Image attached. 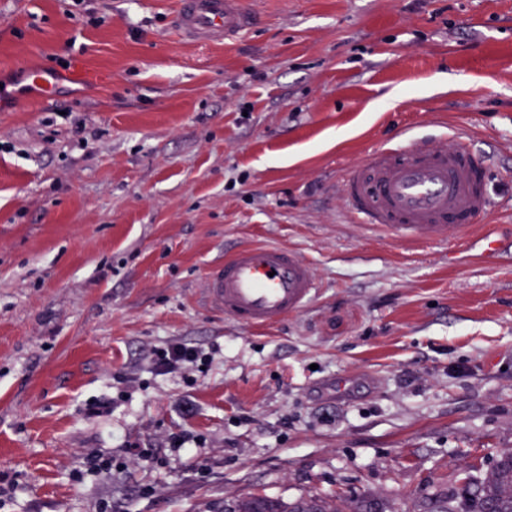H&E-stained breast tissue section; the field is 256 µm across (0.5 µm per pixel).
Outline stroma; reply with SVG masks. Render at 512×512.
<instances>
[{
	"instance_id": "obj_1",
	"label": "stroma",
	"mask_w": 512,
	"mask_h": 512,
	"mask_svg": "<svg viewBox=\"0 0 512 512\" xmlns=\"http://www.w3.org/2000/svg\"><path fill=\"white\" fill-rule=\"evenodd\" d=\"M245 3L258 23L217 45L179 36L177 0H0L12 512L253 494L425 512L512 451V0ZM33 68L55 91L15 106ZM404 129L465 132L483 157L493 205L461 242L408 246L349 215L344 176ZM248 244L295 251L317 282L264 330L201 298ZM174 341L204 371L155 374ZM94 401L110 412L87 417ZM182 434L199 447H172ZM94 451L111 475L75 483Z\"/></svg>"
}]
</instances>
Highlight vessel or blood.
<instances>
[{
	"instance_id": "b4317fda",
	"label": "vessel or blood",
	"mask_w": 512,
	"mask_h": 512,
	"mask_svg": "<svg viewBox=\"0 0 512 512\" xmlns=\"http://www.w3.org/2000/svg\"><path fill=\"white\" fill-rule=\"evenodd\" d=\"M257 20L243 0H178L181 36L229 42ZM20 105L49 99L53 76L30 70ZM349 211L360 225L411 243L461 241L490 206L484 166L462 138H413L375 150L342 183ZM316 288L310 265L294 251L270 244L239 247L205 277L207 302L248 327H267L302 310Z\"/></svg>"
}]
</instances>
